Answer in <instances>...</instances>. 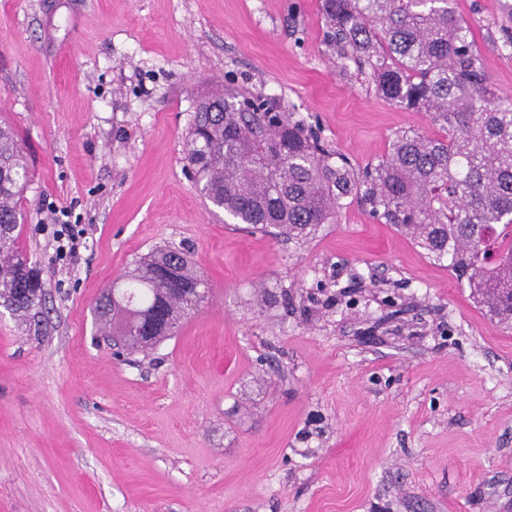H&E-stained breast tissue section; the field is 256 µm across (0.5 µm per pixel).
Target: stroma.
<instances>
[{"label":"stroma","mask_w":512,"mask_h":512,"mask_svg":"<svg viewBox=\"0 0 512 512\" xmlns=\"http://www.w3.org/2000/svg\"><path fill=\"white\" fill-rule=\"evenodd\" d=\"M512 97L499 0H455ZM321 0H0V125L29 163L30 320L0 314V512H512V326L352 201L304 241L240 229L189 178L213 86L271 101L357 174L427 114L324 42ZM85 232L62 259L54 225ZM208 303L114 356L92 307L152 249Z\"/></svg>","instance_id":"obj_1"}]
</instances>
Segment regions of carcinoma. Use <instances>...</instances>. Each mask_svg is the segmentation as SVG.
Here are the masks:
<instances>
[{
	"mask_svg": "<svg viewBox=\"0 0 512 512\" xmlns=\"http://www.w3.org/2000/svg\"><path fill=\"white\" fill-rule=\"evenodd\" d=\"M325 41L344 70L369 73L377 94L421 110L442 137L397 133L358 176L300 120L260 98L216 88L198 100L186 159L201 195L248 229L300 240L360 200L437 261L498 320L512 321V98L490 97L471 27L454 0H321ZM501 49L512 55V3L501 2ZM29 168L14 133L0 128V305L41 306V281L15 245ZM210 293L181 251L135 261L96 302L98 320L132 351L178 331Z\"/></svg>",
	"mask_w": 512,
	"mask_h": 512,
	"instance_id": "obj_1",
	"label": "carcinoma"
}]
</instances>
